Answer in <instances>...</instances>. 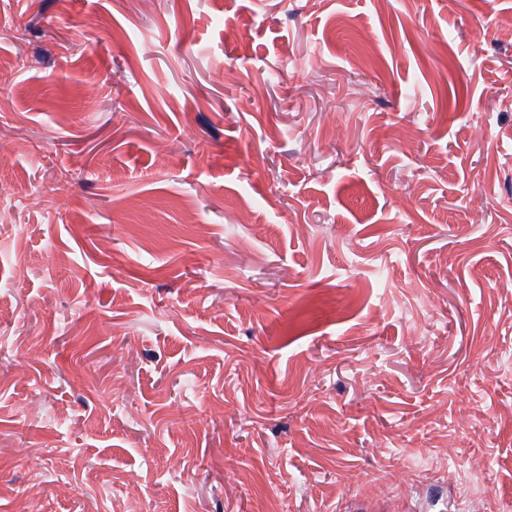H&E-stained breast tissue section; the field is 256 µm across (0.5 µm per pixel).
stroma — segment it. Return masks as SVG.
Listing matches in <instances>:
<instances>
[{
    "mask_svg": "<svg viewBox=\"0 0 512 512\" xmlns=\"http://www.w3.org/2000/svg\"><path fill=\"white\" fill-rule=\"evenodd\" d=\"M0 512H512V0H0Z\"/></svg>",
    "mask_w": 512,
    "mask_h": 512,
    "instance_id": "1",
    "label": "stroma"
}]
</instances>
